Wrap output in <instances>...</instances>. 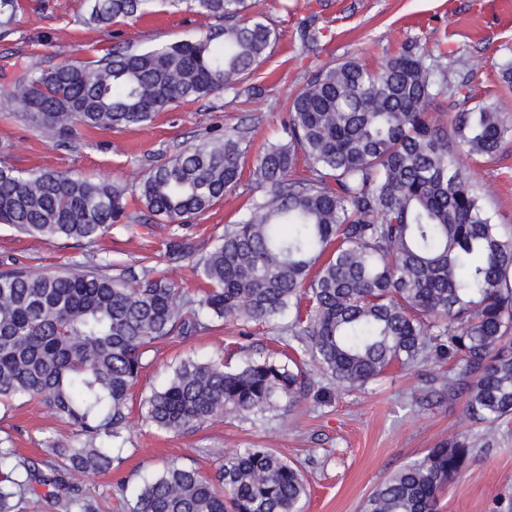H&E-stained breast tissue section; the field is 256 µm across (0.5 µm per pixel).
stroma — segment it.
<instances>
[{
    "mask_svg": "<svg viewBox=\"0 0 512 512\" xmlns=\"http://www.w3.org/2000/svg\"><path fill=\"white\" fill-rule=\"evenodd\" d=\"M23 0L24 11L12 32L0 37V82L14 77L16 63L31 66L52 60L87 62L119 43L142 47L198 36L215 26L201 14H158L111 27L83 24L87 0ZM250 11L265 17L280 33L279 41L236 90L176 104L150 124L122 131L74 127L55 138L23 120L12 104L0 102V162L18 170L69 172L127 189L134 223L110 226L92 244L39 240L0 225V270L37 265L55 274L76 262L99 265L116 275L140 270L163 251L165 232L157 220L141 221L137 185L151 168L167 162L201 138L227 130L242 132L248 144L238 186L191 226L177 228L190 242V256L164 265L165 275L188 293L201 286L196 266L236 223L247 200L257 192L252 170L265 146L276 141L286 119V103L320 66L354 58L377 67L409 41L447 53L449 81L469 80V97H442L428 117L450 127L456 112L488 106L512 123V85L502 82L499 64L512 55V0H248ZM319 29L316 44L300 38L305 27ZM488 192L485 206L495 221L512 222V146L491 159L470 160ZM280 325L243 331L226 321L192 337H170L148 353L146 366L129 400L130 420L113 444L111 470L92 475L83 485L98 512H126L123 489L163 466L194 467L217 476L224 452L261 446L285 456L302 473L308 496L304 512H361L363 501L404 464L422 457L449 432L468 430L475 437L469 472L451 483L443 512H512V423L501 424L499 440L485 447L481 425H462L461 401L426 407L414 392L430 377L448 370V362L413 368L392 366L385 377L365 389L349 391L325 376H315L305 398L261 419L250 415L217 418L175 433L156 429L140 414L142 400L169 380L180 361H207L223 354L225 363L273 357L283 359ZM78 441L76 426L33 403L0 406V448H10L39 468L57 464L55 448Z\"/></svg>",
    "mask_w": 512,
    "mask_h": 512,
    "instance_id": "1",
    "label": "stroma"
}]
</instances>
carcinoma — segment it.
<instances>
[{
    "mask_svg": "<svg viewBox=\"0 0 512 512\" xmlns=\"http://www.w3.org/2000/svg\"><path fill=\"white\" fill-rule=\"evenodd\" d=\"M224 22L197 38L135 48L84 63L22 69L0 82L37 128L59 138L76 125L140 126L172 104L236 89L277 41L247 0H90L86 22L109 26L157 7ZM21 0H0V35ZM444 53L418 41L370 70L355 59L323 66L294 95L280 140L257 157L262 188L199 262L206 291L195 299L144 267L102 275L84 263L47 274L0 271V405L34 401L78 427L62 472L0 448V512H16L37 487L64 512H96L84 479L112 468L127 426L130 390L158 342L215 321L252 325L288 320L301 363L222 358L181 363L141 405L157 428L183 431L218 416L264 415L295 403L311 364L343 388L358 389L395 363L456 358L418 400L464 397L461 420L484 423L482 441L512 418V226L486 213L477 180L454 152L491 159L512 127L489 107L456 113L452 128L428 121L438 97L469 89L448 82ZM244 136L228 133L180 151L138 185L148 213L168 223L203 214L239 183ZM309 175L293 177L298 162ZM132 220L126 189L68 173L0 165V224L40 238L94 241ZM473 445L455 432L388 477L363 512H441L448 482L469 471ZM300 471L269 448L224 454L218 481L168 465L144 479L129 512H301Z\"/></svg>",
    "mask_w": 512,
    "mask_h": 512,
    "instance_id": "cac0c4a2",
    "label": "carcinoma"
}]
</instances>
